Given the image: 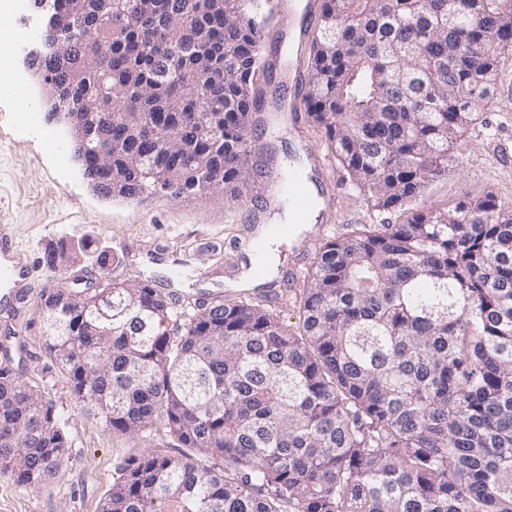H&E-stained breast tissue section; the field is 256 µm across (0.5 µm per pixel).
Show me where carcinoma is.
<instances>
[{
  "mask_svg": "<svg viewBox=\"0 0 512 512\" xmlns=\"http://www.w3.org/2000/svg\"><path fill=\"white\" fill-rule=\"evenodd\" d=\"M126 2L48 68L96 95L85 48L110 45L112 179L91 165L88 183L139 200L173 176L184 198H238L261 63L255 0L222 12L214 0ZM172 12L212 43L161 53L141 21ZM509 47L512 0H324L308 115L368 203L401 208L457 162ZM202 52L224 81L199 75ZM92 246L59 240L44 260ZM309 280L298 330L262 300L186 301L149 280L74 302L64 288L41 295L46 353L80 409L178 450L125 458L101 512H512V201L487 193L336 236ZM67 448L41 390L0 364V471L35 489L62 475Z\"/></svg>",
  "mask_w": 512,
  "mask_h": 512,
  "instance_id": "carcinoma-1",
  "label": "carcinoma"
}]
</instances>
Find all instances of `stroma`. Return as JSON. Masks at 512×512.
Returning a JSON list of instances; mask_svg holds the SVG:
<instances>
[{"mask_svg":"<svg viewBox=\"0 0 512 512\" xmlns=\"http://www.w3.org/2000/svg\"><path fill=\"white\" fill-rule=\"evenodd\" d=\"M258 13L263 22L262 67L252 93L258 107L272 108L290 94L282 65L290 60L309 65L311 44H274L276 0H258ZM26 53L23 47L13 53L23 99L0 93V225H10L19 259L33 269L32 300H39L55 286L97 285L100 269L94 259L64 274L44 262L47 244L61 239L75 242L85 236L114 255L113 280L128 282L140 276L153 280L162 292L192 300L240 297L242 291L234 283L247 262L246 248L255 223L272 222L280 214L279 186L302 145L325 158L328 168L323 177L335 180L339 191L338 221L327 222L319 212L308 223L317 241L357 224H400L411 215L405 208L381 212L371 208L364 192L332 154L323 128L309 118L298 131L252 118L251 145L267 164L252 169L250 180L265 184L262 197H244L233 204L226 203L219 192L176 200L158 194L141 203L102 198L83 179L71 154L60 151L58 144L64 138L60 127L44 119L35 125L23 122L22 101L38 110L43 98L42 80L27 70ZM509 80L512 51L499 57L498 78L484 123L469 128L457 165L429 185L421 205L445 208L488 192L512 198V110L502 106L503 87ZM274 250L278 261L272 281L251 289L250 294H277L276 313L295 328L299 325L295 295L306 287L302 273L311 267L317 252L300 250L286 241L276 243ZM44 341L34 312L0 320V362L11 361L26 382L42 389L65 423L69 448L63 475L29 490L0 472V512H99L117 468L135 446L79 410L67 374L47 357Z\"/></svg>","mask_w":512,"mask_h":512,"instance_id":"stroma-1","label":"stroma"}]
</instances>
